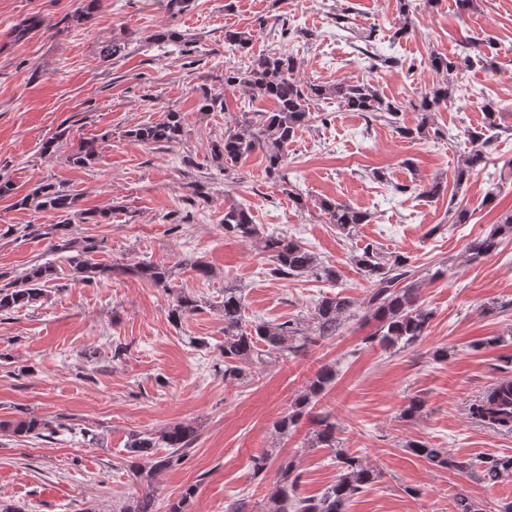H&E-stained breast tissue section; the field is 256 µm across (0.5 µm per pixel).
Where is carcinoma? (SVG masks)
<instances>
[{"mask_svg":"<svg viewBox=\"0 0 512 512\" xmlns=\"http://www.w3.org/2000/svg\"><path fill=\"white\" fill-rule=\"evenodd\" d=\"M146 42L160 48L175 46L178 52L194 57L196 46L178 29L173 27L158 30L146 38ZM252 34L235 28L224 29V44L233 50L249 54ZM129 40L112 38L102 44L99 57L108 63L127 55ZM471 65V57L448 56L432 53L429 68L441 79L421 95L417 105L418 121L407 126L400 121V104L383 95L370 82H351L336 79L331 82H304L296 77L297 62L286 52H270L255 55L239 69H224V85L243 91L251 97L261 96L274 103L268 112H254L244 117L242 124L228 127L224 136L210 145L213 162L223 172L231 171L253 152L260 150L265 158V175L272 183L286 180L288 162L284 147L298 131L316 120L312 108L322 100L332 99L349 112H361L381 118L392 126L403 139L420 140L429 136L434 125L435 112L452 98L455 85L452 75ZM483 123L469 128L459 140L458 164L455 169V185L461 186L480 168L485 167L487 149L499 137L501 112L497 103L488 99L482 105ZM186 134L185 116L181 112L169 111L157 123L137 125L126 131V136L145 146L169 144L181 140ZM96 141L82 139L73 146L67 161L75 167L89 168L97 160ZM409 190L417 196L432 201L444 194L446 187L441 181H433L414 187L401 186L400 193ZM0 197L14 199L12 207L38 213H51V224H26L9 226L5 234L15 231L25 236L34 235L50 239V250L61 255L73 276V280L92 282L97 278L129 276L147 280L153 285L168 288L177 271L188 268L200 278L213 274L211 265L194 255H185L176 265L167 266L150 261L133 266L108 264L96 258L97 241L92 238L74 240L68 236V225L72 218L85 224H106L111 212L100 210H78V197L62 182L36 181L23 195L15 192L14 184L0 179ZM319 208L326 223L346 235L354 234L358 226L367 224L370 215L334 199H323ZM224 233L256 245L272 262L270 274L285 278L311 276L335 282L339 278L336 267L321 261L305 245L284 234L265 233L254 223L250 212L239 205L231 204L224 209ZM504 236H512V212L503 214L488 232L470 240L466 252L473 259L495 253ZM356 267L371 283V291L363 304L356 302L343 292L325 295L316 301L313 312L306 316L273 324L267 321H248L245 317L244 289L233 280L224 281V379L241 381L248 372L264 367L271 358L296 356L309 346L336 336L345 323L356 317H367L376 322V330L366 338L384 348H405L426 334L432 312L420 303V289L415 281L416 271L406 257L396 255L389 260L381 258L371 245H366L353 256ZM56 263L43 262L30 265L18 276L9 277L0 272V315L10 314L31 306L47 295V287L57 279ZM198 300L185 292L176 295L169 311V318L179 324L187 315L199 310ZM336 378V370L329 364L319 367L309 381L305 393L295 399L291 410L274 424L275 432L286 436L293 431L302 418L313 425L311 442L321 448L336 447V422L323 411H314L315 400ZM474 419L509 433L512 431V390H491L470 408ZM0 429H10L15 434L44 437V432L54 434L46 420L30 415L12 423H0ZM199 437L198 428L189 423H177L152 434L134 433L128 440L131 460L127 467L136 481L149 487L141 496L131 500L121 512H155L151 487L158 477L177 466L184 458V450L191 447ZM164 446L170 449L164 457L155 456V449ZM413 455L431 463L458 472L471 473L472 464L457 462L448 457L443 448H431L420 442L412 444ZM340 473L336 482L323 494L313 497H297L294 492L298 476L294 475L293 462L284 460L277 470V478L268 497L267 512H348L352 499L367 485L373 483L377 474L363 465L361 460L348 455L337 457ZM483 477L496 481L512 475V456H487L480 460Z\"/></svg>","mask_w":512,"mask_h":512,"instance_id":"1","label":"carcinoma"}]
</instances>
